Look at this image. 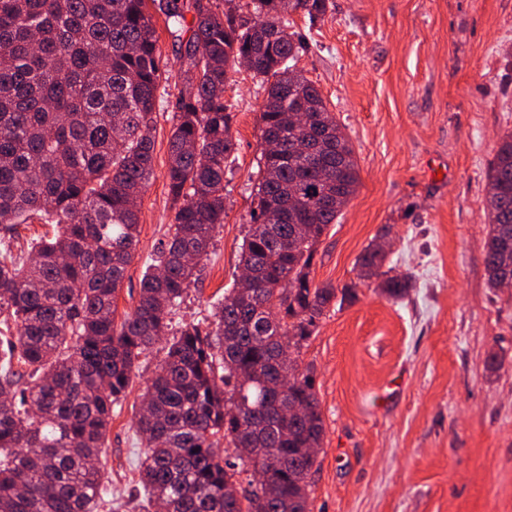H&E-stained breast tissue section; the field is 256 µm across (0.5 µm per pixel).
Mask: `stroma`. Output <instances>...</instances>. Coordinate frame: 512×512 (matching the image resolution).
I'll return each mask as SVG.
<instances>
[{
  "instance_id": "obj_1",
  "label": "stroma",
  "mask_w": 512,
  "mask_h": 512,
  "mask_svg": "<svg viewBox=\"0 0 512 512\" xmlns=\"http://www.w3.org/2000/svg\"><path fill=\"white\" fill-rule=\"evenodd\" d=\"M292 16L297 66L321 91L354 150L360 184L329 225L314 283L355 286L301 350L324 419L311 512H512V288L487 280L486 174L512 133V0H330ZM266 85L232 73L225 98L235 150L224 222L164 337L112 411L111 496H142L133 426L150 379L184 325L209 318L240 274L257 205ZM154 176L138 200L140 235L117 299L136 307L175 210L164 177L173 114H154ZM385 239L394 299L358 279L359 256ZM495 368H488L489 356Z\"/></svg>"
}]
</instances>
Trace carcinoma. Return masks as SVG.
<instances>
[{"label": "carcinoma", "mask_w": 512, "mask_h": 512, "mask_svg": "<svg viewBox=\"0 0 512 512\" xmlns=\"http://www.w3.org/2000/svg\"><path fill=\"white\" fill-rule=\"evenodd\" d=\"M0 0V512H133L107 499L104 448L112 408L142 355L162 337L194 269L224 223V173L234 150L229 72L268 83L261 112L257 207L240 255L257 287L235 288L211 327H185L146 387L135 427L145 508L164 512H311L309 480L324 424L304 343L355 289L309 279L316 247L359 185L353 150L319 88L297 68L291 15L325 17L329 0ZM166 180L173 224L138 305L116 300L139 235L140 196L153 175L163 59L153 13L181 30ZM490 287L512 277L502 227L512 226V133L488 170ZM51 234L14 255L20 224ZM369 244L359 278L394 298L412 276L383 270ZM292 371L283 383L280 371ZM303 408L288 416L285 402ZM253 449L243 458L239 447ZM260 469L261 487L238 477Z\"/></svg>", "instance_id": "1"}]
</instances>
